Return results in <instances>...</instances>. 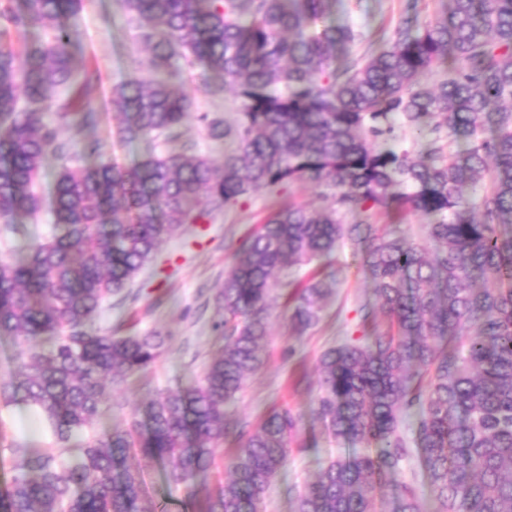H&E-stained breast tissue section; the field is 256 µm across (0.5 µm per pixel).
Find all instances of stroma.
Wrapping results in <instances>:
<instances>
[{"label": "stroma", "mask_w": 512, "mask_h": 512, "mask_svg": "<svg viewBox=\"0 0 512 512\" xmlns=\"http://www.w3.org/2000/svg\"><path fill=\"white\" fill-rule=\"evenodd\" d=\"M407 0H343L337 18H349L356 27L391 38L403 15ZM68 23L74 33L71 52L78 68L95 71L97 77L85 89L86 98L102 114L96 133L104 152L121 164L143 159L147 142L128 146L110 139L116 124L112 88L129 77L148 79V56L137 33L126 26L118 0H84L83 10ZM180 78L196 100L193 115L183 127V138L197 151L222 160L225 149L206 135L201 114L233 120L237 104L232 96L213 99L200 87L197 72L181 70ZM295 200L309 207L320 205V191L298 183L271 193L261 189L203 221L187 225L180 236L164 241L154 260L139 274L123 297L112 300V312L103 324L121 332L137 329L166 336L163 354L145 373L112 389L111 423L120 426L143 402L158 392L185 384L201 374L222 346L219 324L222 314L213 296L229 274L239 242L255 231L280 204ZM340 268L335 295L322 312L320 322L305 334H296L285 304L287 283L307 282L315 273ZM369 282L360 271L350 247L329 258L282 272L271 283L269 295V341L261 352V367L246 381L238 398L226 405L229 420L254 429L273 410L287 407L301 415L302 427L285 469L273 485L265 512H291L290 492L302 490L319 467L342 453L344 445L321 434L311 417L318 394V359L327 348L355 336L357 310L372 300ZM155 498L167 512H201L205 495L188 497L181 489L168 488L157 466L144 469Z\"/></svg>", "instance_id": "35a3bbf8"}]
</instances>
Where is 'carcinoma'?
<instances>
[{
    "mask_svg": "<svg viewBox=\"0 0 512 512\" xmlns=\"http://www.w3.org/2000/svg\"><path fill=\"white\" fill-rule=\"evenodd\" d=\"M10 2L0 37L36 28L49 38L21 53L0 44V240L27 236L25 219L45 205L42 167L62 165L51 239L0 259V337L18 347L0 405L33 409L54 438L9 446L0 512H157L131 453L194 495L228 433L224 406L262 364L271 278L344 241L375 302L358 309L359 336L321 355L312 414L355 448L320 467L292 512H512V0H446L427 22L409 0L412 14L378 48L331 20L338 0H122L153 76L112 88L115 137L178 146L126 167L97 143L78 152L60 137L98 123L63 22L82 0ZM176 57L207 95L239 103L232 124L202 116L210 139L234 144L218 163L182 141L193 99ZM295 182L321 189L322 204L284 203L242 240L216 295L224 347L201 377L156 394L122 428L89 432L112 409L108 386L165 349L154 332L96 326L104 304L183 225ZM381 210L420 215L424 241L384 232L372 222ZM337 282L287 293L298 332L320 321ZM300 429L281 409L240 436L231 478L203 512H263ZM412 457L432 511L416 473L405 475Z\"/></svg>",
    "mask_w": 512,
    "mask_h": 512,
    "instance_id": "obj_1",
    "label": "carcinoma"
}]
</instances>
